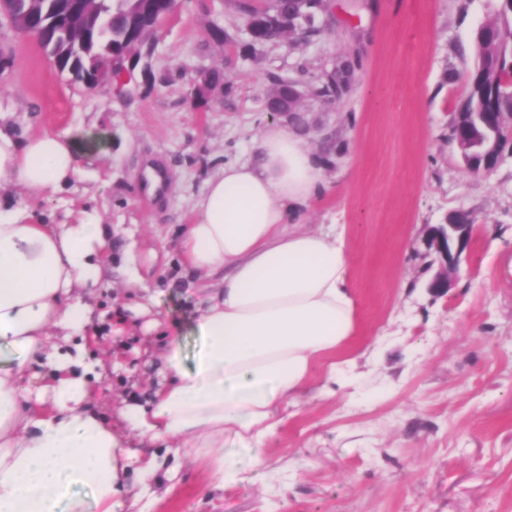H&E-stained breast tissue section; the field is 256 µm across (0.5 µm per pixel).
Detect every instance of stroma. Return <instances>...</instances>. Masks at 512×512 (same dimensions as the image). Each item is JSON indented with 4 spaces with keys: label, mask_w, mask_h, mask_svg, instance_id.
<instances>
[{
    "label": "stroma",
    "mask_w": 512,
    "mask_h": 512,
    "mask_svg": "<svg viewBox=\"0 0 512 512\" xmlns=\"http://www.w3.org/2000/svg\"><path fill=\"white\" fill-rule=\"evenodd\" d=\"M499 0H330L309 42L252 45L229 0H177L136 68L137 90L117 98L72 82L33 38L0 25L12 55L0 71V113L21 132L52 131L84 144L81 182L12 205L52 224L99 215L112 231V275L96 302L128 313L125 284L143 276L151 316L194 354L199 295L176 252L195 200L225 165L251 160L274 119L271 75L319 80L338 56L359 66L350 92L303 95L297 132L318 154L324 192L301 218L335 225L348 251L358 331L335 380L318 375L266 444L262 485L211 490L184 465L162 501L143 512H512V154L489 174L468 173L449 131L476 56L473 36L496 21ZM220 27L235 53L211 35ZM220 87L197 97L202 76ZM164 190L147 196L148 170ZM469 211L474 230L461 272L431 295L418 257L427 225ZM159 264L146 267L147 252ZM101 344L130 370L103 379L97 405L115 413L148 390V339L105 332Z\"/></svg>",
    "instance_id": "obj_1"
}]
</instances>
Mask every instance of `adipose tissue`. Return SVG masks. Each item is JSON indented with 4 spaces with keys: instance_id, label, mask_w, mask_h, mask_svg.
Segmentation results:
<instances>
[{
    "instance_id": "adipose-tissue-1",
    "label": "adipose tissue",
    "mask_w": 512,
    "mask_h": 512,
    "mask_svg": "<svg viewBox=\"0 0 512 512\" xmlns=\"http://www.w3.org/2000/svg\"><path fill=\"white\" fill-rule=\"evenodd\" d=\"M259 150L208 181L182 229L180 264L205 282L193 361L149 319L150 395L122 401L114 421L92 404L104 363L81 335L112 269L110 229L0 210V512H138L188 461L216 488L263 478L266 441L354 336L356 301L341 238L296 221L322 187V158L278 124ZM79 154L69 136L0 121V196L65 190L82 175Z\"/></svg>"
}]
</instances>
